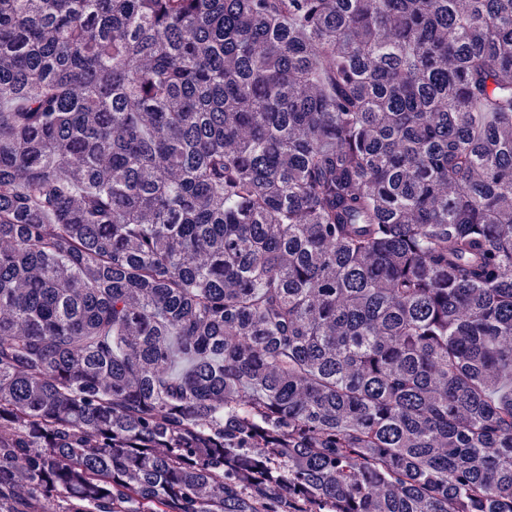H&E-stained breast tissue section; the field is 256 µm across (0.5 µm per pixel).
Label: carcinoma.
Listing matches in <instances>:
<instances>
[{"mask_svg": "<svg viewBox=\"0 0 512 512\" xmlns=\"http://www.w3.org/2000/svg\"><path fill=\"white\" fill-rule=\"evenodd\" d=\"M0 512H512V0H0Z\"/></svg>", "mask_w": 512, "mask_h": 512, "instance_id": "carcinoma-1", "label": "carcinoma"}]
</instances>
